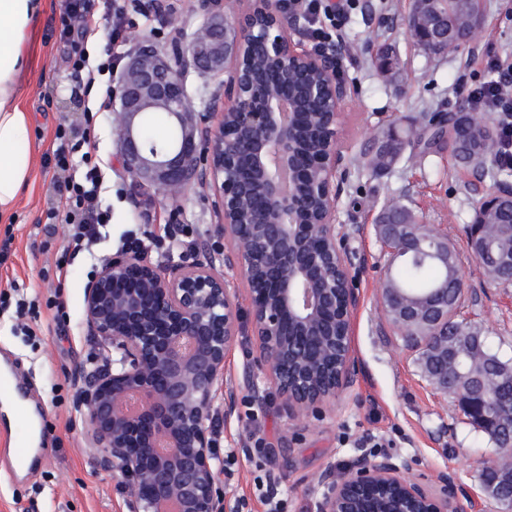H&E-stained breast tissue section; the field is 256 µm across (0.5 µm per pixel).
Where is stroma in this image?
Here are the masks:
<instances>
[{
  "label": "stroma",
  "mask_w": 512,
  "mask_h": 512,
  "mask_svg": "<svg viewBox=\"0 0 512 512\" xmlns=\"http://www.w3.org/2000/svg\"><path fill=\"white\" fill-rule=\"evenodd\" d=\"M31 33L29 51L33 83L28 92L32 116L31 147L38 154L31 191L19 203L12 226L0 223V235L14 240L0 264V291L18 285V298L32 303L29 330H22L15 306L0 308V358L16 361L17 377L27 386L35 413L41 414L39 460L26 474L9 468L0 429V512H126V493L111 470L91 464L87 419L76 410L80 368H93L99 347L83 324L84 289L94 258L115 255L130 230L161 233L166 224H194L198 242L219 241L208 190L191 186L171 203L167 193L136 191L117 158L112 106L104 89L85 94L87 74L75 69L68 45L59 37L64 0H53ZM147 0H127L123 18L98 9L99 33L87 44L91 64L113 46V69H120L134 39L146 37L159 47L190 36L201 20L199 0H169L167 19L148 12ZM485 23L474 41L444 56L425 53L408 28L411 0H355L338 29L351 49L341 76L351 100L345 109L343 147L348 156L364 153L374 135L388 128L423 126L425 117L447 121L471 85L487 80L480 62L485 40L512 54V8L506 0H484ZM386 45L397 60L380 73L375 49ZM72 131L90 130L96 159L104 171L100 200L112 214L106 242L93 255L72 259L63 275L55 261L69 227L47 218L48 188L54 168L47 157L54 148L59 122ZM492 186L483 172L456 167L447 149L426 156L403 155L390 169L372 173L351 167L338 203V241L356 273L360 304L353 314L351 356L356 375L345 395L323 415L302 421L289 418L262 376L243 378L244 366L257 347L240 337L224 363V384L235 391V415L221 422L215 435L224 471L219 485L226 512H267L259 485L277 486L285 512H317L318 477L328 465L344 467L371 453V441H391L388 453L408 461L415 477L436 484L441 473L474 497L471 512H496L478 489V472L496 451L470 425L456 400L438 392L424 376L417 349L387 321L382 281L387 254L375 220L390 200L402 199L421 223L447 238L464 283L460 315L481 329L492 347L512 359V284L494 282L471 255L466 228L477 203ZM254 409L264 446L252 448L245 437L244 414Z\"/></svg>",
  "instance_id": "stroma-1"
}]
</instances>
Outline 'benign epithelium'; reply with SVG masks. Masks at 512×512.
Returning a JSON list of instances; mask_svg holds the SVG:
<instances>
[{
    "label": "benign epithelium",
    "instance_id": "obj_1",
    "mask_svg": "<svg viewBox=\"0 0 512 512\" xmlns=\"http://www.w3.org/2000/svg\"><path fill=\"white\" fill-rule=\"evenodd\" d=\"M205 16L186 41L161 49L138 40L120 71L115 137L119 162L142 189L213 190L220 253L200 247L194 258L164 267L140 255L118 254L85 287L84 322L103 363L83 370L78 408L90 421L94 458L112 468L125 487L129 512H225L218 492L221 462L213 441L215 403L224 418L235 413L224 388V358L243 335V322L226 272L249 288L250 335L257 363L292 419L336 405L350 385L352 316L359 296L351 266L336 241V214L349 158L341 147L349 98L340 76L344 49L309 50L301 15L285 0H201ZM413 0L411 36L430 52L446 34L435 12ZM220 76L224 112L200 124L187 91L190 71ZM162 106L181 129L177 148L147 145L141 118ZM319 124L306 162L301 128ZM512 211V186L489 192L479 212ZM490 224L469 225L468 246L484 267L494 257ZM394 258L423 255L448 262V240L429 242L409 224H379ZM224 265V272L216 269ZM490 276L512 282V257L502 255ZM448 298L405 302L396 327H430L431 347L448 359ZM470 398L459 403L466 419L488 425L480 388L465 380ZM499 398L494 424L506 426L503 452L512 454V380ZM481 492L502 501L488 475ZM409 465L388 455L365 456L326 486L318 512H469L455 481L440 475L428 486L408 475Z\"/></svg>",
    "mask_w": 512,
    "mask_h": 512
}]
</instances>
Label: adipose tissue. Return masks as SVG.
<instances>
[{"instance_id":"adipose-tissue-1","label":"adipose tissue","mask_w":512,"mask_h":512,"mask_svg":"<svg viewBox=\"0 0 512 512\" xmlns=\"http://www.w3.org/2000/svg\"><path fill=\"white\" fill-rule=\"evenodd\" d=\"M47 0H0V221L12 220L34 183L30 146L28 42Z\"/></svg>"}]
</instances>
